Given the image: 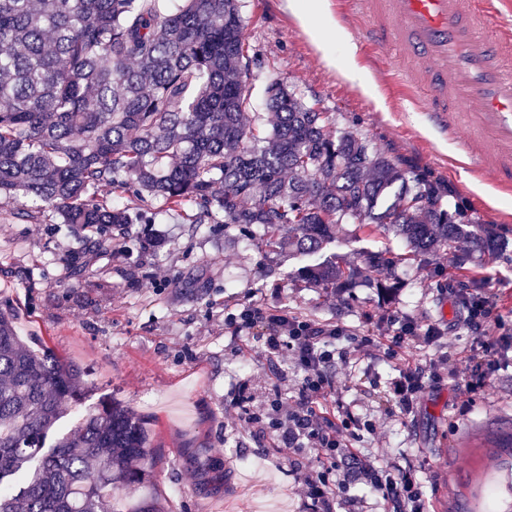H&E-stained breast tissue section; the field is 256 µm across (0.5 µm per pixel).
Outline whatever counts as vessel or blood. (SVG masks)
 I'll use <instances>...</instances> for the list:
<instances>
[{
	"instance_id": "b4317fda",
	"label": "vessel or blood",
	"mask_w": 512,
	"mask_h": 512,
	"mask_svg": "<svg viewBox=\"0 0 512 512\" xmlns=\"http://www.w3.org/2000/svg\"><path fill=\"white\" fill-rule=\"evenodd\" d=\"M364 47L389 52L472 173L512 190V0H359Z\"/></svg>"
}]
</instances>
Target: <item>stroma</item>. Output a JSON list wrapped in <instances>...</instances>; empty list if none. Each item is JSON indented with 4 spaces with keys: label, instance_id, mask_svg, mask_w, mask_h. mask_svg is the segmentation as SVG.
<instances>
[{
    "label": "stroma",
    "instance_id": "1",
    "mask_svg": "<svg viewBox=\"0 0 512 512\" xmlns=\"http://www.w3.org/2000/svg\"><path fill=\"white\" fill-rule=\"evenodd\" d=\"M321 9L326 24L313 37L282 0H242L245 42L260 61L248 76L246 123L269 125L265 88L283 80L334 113L337 131L449 183L450 204L466 206L475 223L494 229L502 242L495 255L460 247L375 271L363 255L390 240L383 226L368 232L346 219L320 252L274 251L257 228L196 224L193 207L170 210L158 200L155 223L133 225L118 249L87 256L82 230L30 223L15 206L0 208V310L14 315L19 336L46 343L80 369L83 408L115 399L146 420L158 472L155 492L165 512H305L294 491L296 472L320 469L315 454L280 451L272 437H256L245 420L233 429L224 425V404L239 393L257 406L294 398L301 382L300 373L284 372L257 339L225 331V311L245 303L361 333L385 329L388 313L445 328L437 345L408 344L393 358L357 354L353 365L330 368L336 397L358 422L377 427L364 434L362 456L340 464L346 487L338 512H381L382 499L363 467L386 462L397 473L415 472L432 506L452 512L461 493L448 480L458 465L455 448L474 432L512 429V363L472 396L456 377L443 374L407 417L388 413L378 400L404 364H426L444 350L450 368L463 367L477 339L448 293L449 280L475 276L480 287L512 297V195L468 173L457 149L437 138L424 106L401 103L388 57L363 53L340 20L336 0H323ZM330 54L355 65L364 86L329 66ZM80 255L85 265L77 277L72 261ZM326 260L355 271L341 293L303 275ZM381 280L395 284L392 295L380 291Z\"/></svg>",
    "mask_w": 512,
    "mask_h": 512
}]
</instances>
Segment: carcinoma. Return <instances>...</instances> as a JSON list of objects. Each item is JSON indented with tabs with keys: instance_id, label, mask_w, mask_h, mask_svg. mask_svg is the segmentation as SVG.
I'll list each match as a JSON object with an SVG mask.
<instances>
[{
	"instance_id": "1",
	"label": "carcinoma",
	"mask_w": 512,
	"mask_h": 512,
	"mask_svg": "<svg viewBox=\"0 0 512 512\" xmlns=\"http://www.w3.org/2000/svg\"><path fill=\"white\" fill-rule=\"evenodd\" d=\"M239 0H0V206L90 231L129 234L155 223L152 203L191 205L196 223L263 228L266 246L321 250L334 225H388L404 252L366 253L370 269L420 260L467 240L493 253L499 239L449 208V189L399 156L336 133L279 80L265 88L274 120L243 122L251 100ZM138 201L116 205L98 195ZM112 234L87 239L106 253ZM324 288L353 271L308 268ZM80 371L18 336L0 310V512H161L142 417L113 401L48 434L82 404Z\"/></svg>"
}]
</instances>
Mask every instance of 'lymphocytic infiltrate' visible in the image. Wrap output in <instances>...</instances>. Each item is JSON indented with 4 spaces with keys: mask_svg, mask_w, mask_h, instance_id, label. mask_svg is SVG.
I'll list each match as a JSON object with an SVG mask.
<instances>
[{
    "mask_svg": "<svg viewBox=\"0 0 512 512\" xmlns=\"http://www.w3.org/2000/svg\"><path fill=\"white\" fill-rule=\"evenodd\" d=\"M448 290L463 301L466 328L481 338L480 346L467 353L461 374L465 391L472 394L481 390L487 379L512 356V325L505 321L506 316L512 315V306L494 292L469 294L463 284L449 285ZM224 326L257 337L270 357L302 375L297 398L274 400L269 412L250 414L244 412L242 400H232L224 406V423L232 427L246 419L254 433L274 434L279 447L310 448L317 452L324 471L303 476L297 487L309 512H336V491L328 473L338 470L340 459L357 455L356 445L361 438L359 425L344 406L333 410L327 406L333 391L328 366L339 359L347 360L353 350L385 349L394 354L408 342L424 346L437 343L443 334L439 325L408 318L393 333L371 332L361 336L339 325L300 321L285 311L256 304L225 319ZM340 338L347 342V349L333 350V343ZM446 362L447 356L442 353L429 366L402 368L388 393L399 414L412 413L426 385L441 374ZM365 475L372 491L381 495L384 512H429V504L413 473L402 474L396 480L389 468L369 464Z\"/></svg>",
    "mask_w": 512,
    "mask_h": 512,
    "instance_id": "f902f5d3",
    "label": "lymphocytic infiltrate"
}]
</instances>
